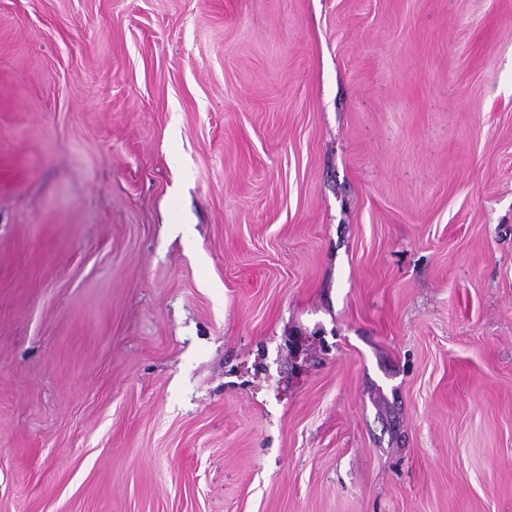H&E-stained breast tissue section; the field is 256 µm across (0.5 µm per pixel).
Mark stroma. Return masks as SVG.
Returning a JSON list of instances; mask_svg holds the SVG:
<instances>
[{
    "label": "stroma",
    "mask_w": 512,
    "mask_h": 512,
    "mask_svg": "<svg viewBox=\"0 0 512 512\" xmlns=\"http://www.w3.org/2000/svg\"><path fill=\"white\" fill-rule=\"evenodd\" d=\"M0 512H512V0H0Z\"/></svg>",
    "instance_id": "35a3bbf8"
}]
</instances>
